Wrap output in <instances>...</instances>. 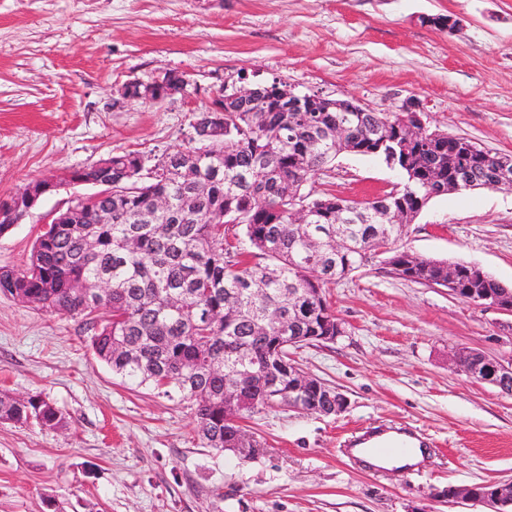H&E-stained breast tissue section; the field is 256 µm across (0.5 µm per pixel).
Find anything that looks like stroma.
Instances as JSON below:
<instances>
[{
	"label": "stroma",
	"instance_id": "stroma-1",
	"mask_svg": "<svg viewBox=\"0 0 512 512\" xmlns=\"http://www.w3.org/2000/svg\"><path fill=\"white\" fill-rule=\"evenodd\" d=\"M452 15L451 33L421 23ZM184 74L187 94L123 86ZM280 82L376 112L418 105L426 127L512 155V0H0V198L135 151L188 146L214 93ZM403 180L340 155L304 189L363 201ZM70 192L42 196L0 235V267L27 261ZM512 288V190L433 197L401 240ZM344 333L290 348L348 400L338 415L276 407L245 428L262 454L202 446L190 402L121 383L81 318L0 294V393H40L62 430L0 422V512H487L442 490L512 481V395L452 366L454 349L512 364V314L404 279L374 259L326 290ZM407 429L433 449L415 468H370L349 446ZM168 74H170V81L175 83L183 82L186 85L178 88L177 90L166 88L163 77H157L149 83L136 81L129 82L123 89V95L134 100L144 99L147 101L160 102L175 94H186L188 84L186 77L183 74H179L177 72H168ZM142 88H144V92H142ZM154 90H158L159 92L155 98L152 97Z\"/></svg>",
	"mask_w": 512,
	"mask_h": 512
}]
</instances>
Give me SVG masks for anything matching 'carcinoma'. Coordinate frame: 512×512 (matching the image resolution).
<instances>
[{"label":"carcinoma","instance_id":"cac0c4a2","mask_svg":"<svg viewBox=\"0 0 512 512\" xmlns=\"http://www.w3.org/2000/svg\"><path fill=\"white\" fill-rule=\"evenodd\" d=\"M274 84L256 87L268 111L229 104L224 131L208 112L195 114L193 145L164 154L152 175L138 172L141 155L129 152L97 161L92 174L119 193L88 207L80 224H55L39 235L26 265L0 268V292L38 309L80 316L93 331L91 346L122 383L148 387L192 403L201 444L222 452L233 447L248 411L224 412L226 361L232 353L262 363L271 336H324L329 303L325 288L384 256L394 272L423 285L438 282L446 261L415 255L398 246L404 230L369 214L382 203L412 216L458 173L463 190L493 184L498 155L473 150L463 138L414 139L404 112H289L279 105ZM349 126L344 141L326 139L336 123ZM341 153L395 160L403 182L383 200L363 203L333 195L310 198L316 222L293 224L288 209L304 197L309 177ZM167 196L165 217L151 215L152 200ZM112 214L101 222L98 213ZM240 226L259 261L234 249ZM342 231L349 246L341 255L330 241ZM456 296L476 301L495 289L469 263H457ZM92 278L111 283L97 322L80 285ZM285 328L266 320L288 314ZM255 409L306 405L253 380ZM0 422L66 427L65 416L39 394L23 400L0 395Z\"/></svg>","mask_w":512,"mask_h":512}]
</instances>
